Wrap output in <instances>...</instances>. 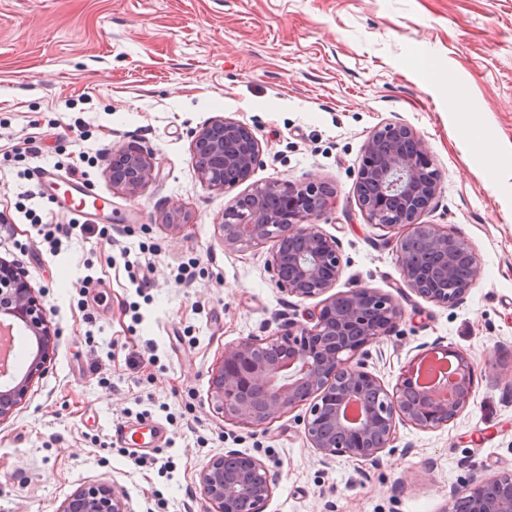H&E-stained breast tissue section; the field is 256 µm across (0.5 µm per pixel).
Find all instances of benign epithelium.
<instances>
[{"instance_id": "obj_1", "label": "benign epithelium", "mask_w": 512, "mask_h": 512, "mask_svg": "<svg viewBox=\"0 0 512 512\" xmlns=\"http://www.w3.org/2000/svg\"><path fill=\"white\" fill-rule=\"evenodd\" d=\"M192 153L198 177L213 190L246 180L259 164L262 146L252 130L216 116L195 131ZM123 176L113 186L134 196L153 179L151 152L127 147L112 155ZM439 188V172L413 128L388 123L364 145L356 184L368 223L395 231L396 263L404 283L439 306H454L475 285L474 249L446 225L422 224ZM333 204L323 183L271 180L257 185L224 209V245L272 244L267 268L277 288L303 302L325 296L321 306L292 316L281 330L248 336L224 348L211 371L213 409L242 427L258 429L306 405L307 443L323 461L347 457L380 461L402 422L421 430L441 428L469 405L475 367L467 354L436 345L419 354L393 390L370 372L368 346L390 335L403 311L388 293L362 283L334 291L343 262L335 237L316 221ZM0 314L27 330L37 350L24 375L0 389V422L25 399L55 348L34 288L11 264L0 261ZM453 360L454 371L436 387L414 388L422 363ZM210 512H264L277 478L260 459L236 449L211 457L199 472ZM512 512V471L457 489L450 512ZM60 512H128L116 486L93 483L77 489Z\"/></svg>"}]
</instances>
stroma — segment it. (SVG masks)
Instances as JSON below:
<instances>
[{"mask_svg": "<svg viewBox=\"0 0 512 512\" xmlns=\"http://www.w3.org/2000/svg\"><path fill=\"white\" fill-rule=\"evenodd\" d=\"M220 115L263 149L225 192L200 182L191 151ZM388 123L412 127L441 172L421 222L475 250L476 284L456 306L414 294L392 233L359 209L364 144ZM478 138L512 155V0H0V260L59 333L46 372L0 422V512H59L98 481L128 512H209L199 471L227 448L277 476L264 512H449L454 488L512 469V164ZM131 144L155 162L135 196L107 169ZM39 165L87 180L111 200V223L76 228L27 200ZM275 179L333 190L318 224L341 249L337 290L359 281L403 307L370 348L386 388L438 342L474 364L466 410L435 430L397 424L379 463L323 462L304 409L253 431L209 402L225 346L300 304L275 287L269 245L225 248L220 228L234 197ZM175 204L185 218L170 226ZM117 422L158 423L153 457L135 464L112 440Z\"/></svg>", "mask_w": 512, "mask_h": 512, "instance_id": "35a3bbf8", "label": "stroma"}]
</instances>
